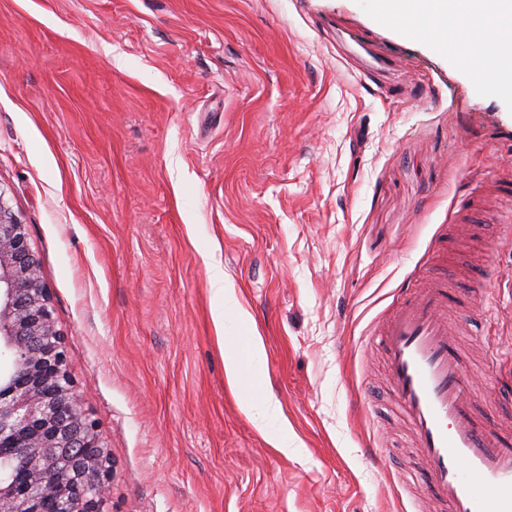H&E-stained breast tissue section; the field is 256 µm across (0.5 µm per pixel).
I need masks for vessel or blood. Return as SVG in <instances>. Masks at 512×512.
<instances>
[{
  "mask_svg": "<svg viewBox=\"0 0 512 512\" xmlns=\"http://www.w3.org/2000/svg\"><path fill=\"white\" fill-rule=\"evenodd\" d=\"M448 299L444 278L405 288L376 324L387 384L415 435L430 496L446 512H512V439L475 417Z\"/></svg>",
  "mask_w": 512,
  "mask_h": 512,
  "instance_id": "vessel-or-blood-1",
  "label": "vessel or blood"
}]
</instances>
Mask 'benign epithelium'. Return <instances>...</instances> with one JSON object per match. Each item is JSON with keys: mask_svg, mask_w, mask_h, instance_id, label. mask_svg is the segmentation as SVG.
I'll return each instance as SVG.
<instances>
[{"mask_svg": "<svg viewBox=\"0 0 512 512\" xmlns=\"http://www.w3.org/2000/svg\"><path fill=\"white\" fill-rule=\"evenodd\" d=\"M0 351L25 359L0 394V455L19 461L0 483V512H107L112 459L70 375L27 225L1 195Z\"/></svg>", "mask_w": 512, "mask_h": 512, "instance_id": "obj_1", "label": "benign epithelium"}]
</instances>
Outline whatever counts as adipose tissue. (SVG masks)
Listing matches in <instances>:
<instances>
[{
	"mask_svg": "<svg viewBox=\"0 0 512 512\" xmlns=\"http://www.w3.org/2000/svg\"><path fill=\"white\" fill-rule=\"evenodd\" d=\"M462 0H389L396 11L414 19L444 29L449 44L466 38L471 27L485 30L482 47L474 52L468 64L477 77H485L484 63L498 44L512 41V0H463L468 4L467 13H460L458 3ZM497 15L494 25H487L488 15ZM262 354V343L258 336L245 337L243 344L225 349L224 370L231 385L241 390V404L244 410L257 422L267 419H282L280 403L273 397L258 391V384L252 376V367Z\"/></svg>",
	"mask_w": 512,
	"mask_h": 512,
	"instance_id": "1",
	"label": "adipose tissue"
}]
</instances>
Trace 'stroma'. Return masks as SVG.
<instances>
[{
	"label": "stroma",
	"instance_id": "35a3bbf8",
	"mask_svg": "<svg viewBox=\"0 0 512 512\" xmlns=\"http://www.w3.org/2000/svg\"><path fill=\"white\" fill-rule=\"evenodd\" d=\"M410 25L380 0H0V198L112 457L107 512H421L370 333L443 231L471 400L512 425V97ZM213 263L289 453L227 380ZM218 291V300L223 301V310H219L218 314L214 318V324L216 329V339L219 347L224 349V321L226 320L229 314H232L234 317L243 319L245 318V313L237 299L234 288H217Z\"/></svg>",
	"mask_w": 512,
	"mask_h": 512
}]
</instances>
